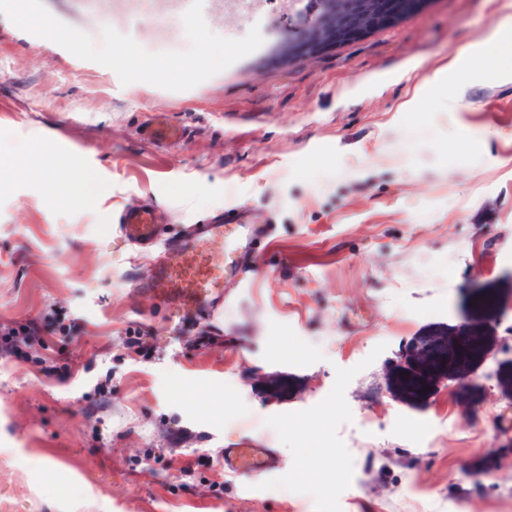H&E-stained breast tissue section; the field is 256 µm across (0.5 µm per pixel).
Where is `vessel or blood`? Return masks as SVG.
Returning <instances> with one entry per match:
<instances>
[{
	"label": "vessel or blood",
	"mask_w": 512,
	"mask_h": 512,
	"mask_svg": "<svg viewBox=\"0 0 512 512\" xmlns=\"http://www.w3.org/2000/svg\"><path fill=\"white\" fill-rule=\"evenodd\" d=\"M117 229L130 245L153 249L162 244L150 207L123 211ZM255 236L249 225L231 217L192 225L174 243L181 262L159 266L148 288L182 309L201 308L223 287L227 270L242 271L248 262L260 261V254L251 248ZM220 462L226 472L250 480L261 479L279 466L269 448H227Z\"/></svg>",
	"instance_id": "b4317fda"
}]
</instances>
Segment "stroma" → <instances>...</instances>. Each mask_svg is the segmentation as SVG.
Masks as SVG:
<instances>
[{
  "instance_id": "stroma-1",
  "label": "stroma",
  "mask_w": 512,
  "mask_h": 512,
  "mask_svg": "<svg viewBox=\"0 0 512 512\" xmlns=\"http://www.w3.org/2000/svg\"><path fill=\"white\" fill-rule=\"evenodd\" d=\"M184 14L0 0V328L35 331L0 353V512H512V0L288 62ZM146 203L165 239L243 212L262 266L179 313L116 231ZM249 444L259 485L219 464ZM220 463L224 472L250 480H259L279 467L277 455L270 448H225Z\"/></svg>"
}]
</instances>
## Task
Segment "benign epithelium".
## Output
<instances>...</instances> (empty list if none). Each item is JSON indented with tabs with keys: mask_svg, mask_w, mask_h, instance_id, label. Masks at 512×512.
<instances>
[{
	"mask_svg": "<svg viewBox=\"0 0 512 512\" xmlns=\"http://www.w3.org/2000/svg\"><path fill=\"white\" fill-rule=\"evenodd\" d=\"M429 3L430 0H312L309 9L288 10L276 57L287 61L313 54L341 40L393 25Z\"/></svg>",
	"mask_w": 512,
	"mask_h": 512,
	"instance_id": "obj_1",
	"label": "benign epithelium"
}]
</instances>
